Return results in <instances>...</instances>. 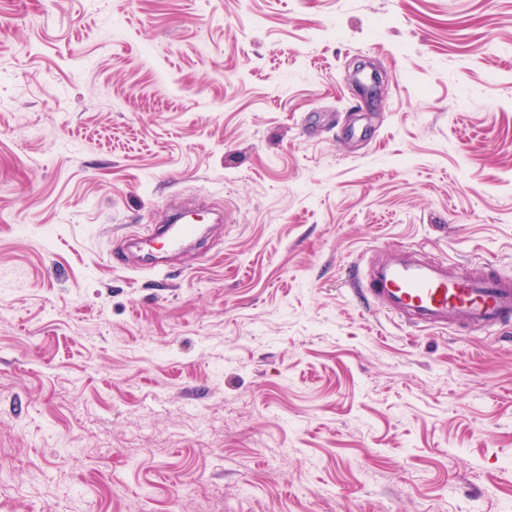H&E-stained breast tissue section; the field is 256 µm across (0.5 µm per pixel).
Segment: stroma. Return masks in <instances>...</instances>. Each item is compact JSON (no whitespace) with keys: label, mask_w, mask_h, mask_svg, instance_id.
Listing matches in <instances>:
<instances>
[{"label":"stroma","mask_w":512,"mask_h":512,"mask_svg":"<svg viewBox=\"0 0 512 512\" xmlns=\"http://www.w3.org/2000/svg\"><path fill=\"white\" fill-rule=\"evenodd\" d=\"M407 249L512 277V0H0V512H512V341L352 294ZM154 232L163 238L167 253L179 259L197 240L198 229L194 224H181L175 219L171 224L157 225ZM112 253L113 262L118 267H125L129 270H139V271H148V272H158L163 271L169 267H165L163 260H147L146 262H139L135 265L132 263L127 251L122 246H116L113 248Z\"/></svg>","instance_id":"obj_1"}]
</instances>
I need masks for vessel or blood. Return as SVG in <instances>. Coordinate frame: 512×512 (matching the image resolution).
Masks as SVG:
<instances>
[{
    "label": "vessel or blood",
    "mask_w": 512,
    "mask_h": 512,
    "mask_svg": "<svg viewBox=\"0 0 512 512\" xmlns=\"http://www.w3.org/2000/svg\"><path fill=\"white\" fill-rule=\"evenodd\" d=\"M167 253L181 258L197 238L192 224L171 222L155 228ZM116 266L158 272L160 260L132 263L124 247L113 249ZM355 282L368 301L401 323L421 328L463 326L476 331H512V278L477 267L433 262L413 252L368 260Z\"/></svg>",
    "instance_id": "obj_1"
}]
</instances>
